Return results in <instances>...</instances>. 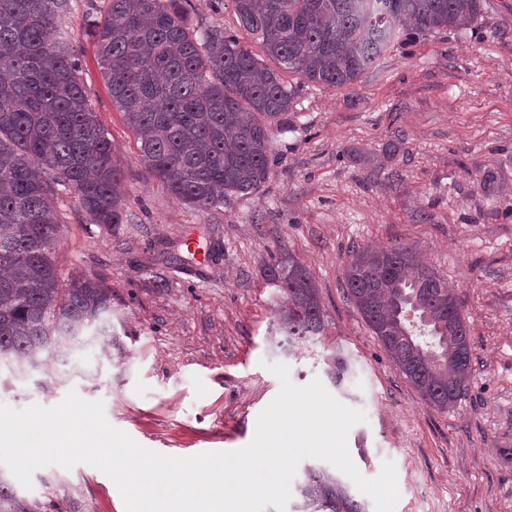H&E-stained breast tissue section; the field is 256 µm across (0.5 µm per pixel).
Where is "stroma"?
Masks as SVG:
<instances>
[{
    "label": "stroma",
    "mask_w": 512,
    "mask_h": 512,
    "mask_svg": "<svg viewBox=\"0 0 512 512\" xmlns=\"http://www.w3.org/2000/svg\"><path fill=\"white\" fill-rule=\"evenodd\" d=\"M109 0H71L63 19L79 77L123 170L127 221L88 224L61 195L55 262L63 276L92 274L112 290L111 321L124 333L120 366L95 348L57 366L63 380L0 370V404L54 407L69 392L99 401L109 424L167 455L235 451L254 436L260 412L291 381L320 380L361 409L347 436L360 474L395 466V512H512V0H483L476 24L394 46L355 84H304L275 128L270 178L258 193L225 197L201 213L144 167L84 34ZM191 20L242 33L232 0H190ZM493 174L483 188L485 174ZM195 235L201 263L183 240ZM409 245L453 288L469 327L471 373L448 411L425 403L350 302L345 269L357 250ZM292 255L323 306L317 364L281 353L270 337L277 297L272 259ZM349 373L334 385V357ZM25 512H126L113 480L80 462L34 471Z\"/></svg>",
    "instance_id": "stroma-1"
}]
</instances>
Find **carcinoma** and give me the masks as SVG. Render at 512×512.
<instances>
[{"label":"carcinoma","instance_id":"obj_1","mask_svg":"<svg viewBox=\"0 0 512 512\" xmlns=\"http://www.w3.org/2000/svg\"><path fill=\"white\" fill-rule=\"evenodd\" d=\"M251 50L222 28L191 23L187 0H110L88 19L112 103L140 160L168 191L206 212L269 178L272 128L293 94L281 73L355 84L394 44L467 29L483 0H232ZM70 0H0V365L42 370L104 336L98 358H125L112 333V289L87 274L63 281L53 260L56 200L74 195L87 224L123 223L122 170L89 107L79 60L59 22ZM276 64L271 68L265 63ZM279 292L275 332L288 353L322 335L323 308L292 256L268 268ZM347 297L421 397L446 411L470 378L469 328L447 281L406 246L355 252ZM295 512H365L336 472L308 465Z\"/></svg>","mask_w":512,"mask_h":512}]
</instances>
